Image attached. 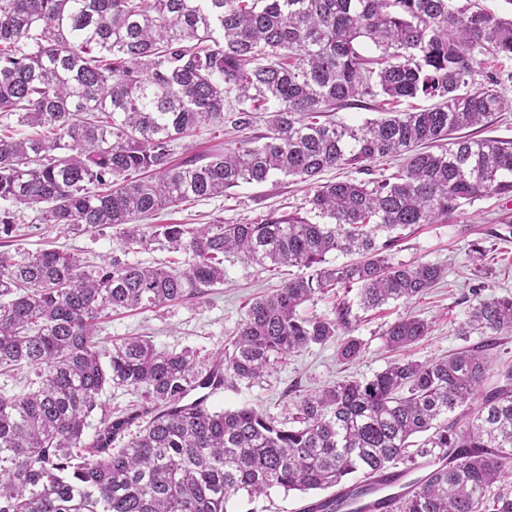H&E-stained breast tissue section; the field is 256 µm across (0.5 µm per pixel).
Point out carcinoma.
<instances>
[{
	"instance_id": "carcinoma-1",
	"label": "carcinoma",
	"mask_w": 512,
	"mask_h": 512,
	"mask_svg": "<svg viewBox=\"0 0 512 512\" xmlns=\"http://www.w3.org/2000/svg\"><path fill=\"white\" fill-rule=\"evenodd\" d=\"M479 55L512 59V18L458 0H0V374L34 372L28 391L0 393V512H227L240 492L349 483L358 496L393 469L420 473L395 512H512V370L488 384L512 296L485 297L481 284L461 326L481 344L324 386L283 421L207 405L313 344L339 338L340 359L358 358L355 309L412 300L445 274L394 261L399 231L512 195V141L453 136L512 107V71L467 90ZM366 97L435 104L361 125L330 118ZM257 112L261 136L175 161L174 142L246 130ZM384 157L402 159L397 172L357 178ZM338 167L356 176L318 182ZM277 175L309 185L318 221L141 223ZM24 210L65 231L111 228L125 255L158 242L185 260L93 265L52 245L10 250ZM330 253L349 261L331 265ZM226 256L311 273L255 299L209 364L142 336L113 341L102 361L112 313L197 300L224 282ZM336 288L334 317L300 314ZM430 330L410 314L383 339L399 350ZM108 387L143 403L110 410L99 402Z\"/></svg>"
}]
</instances>
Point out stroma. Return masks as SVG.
<instances>
[{"mask_svg": "<svg viewBox=\"0 0 512 512\" xmlns=\"http://www.w3.org/2000/svg\"><path fill=\"white\" fill-rule=\"evenodd\" d=\"M305 184L278 176L262 184H241L224 196L191 199L162 210L159 224H205L221 220L239 224L254 218L307 212ZM80 254L89 262L112 254L118 244L112 230H89L63 235L29 217L19 222L17 244L33 251L46 241ZM404 263H434L446 266L445 277L424 295L412 301H397L381 309L361 314L352 330L363 341L365 350L355 362H340L337 344L330 341L312 345L285 356L276 372L252 385L227 386L214 394L209 403L218 409L254 407L277 418L293 412L300 397L325 384L364 379L382 371L393 354L382 338L386 328L409 314L432 322L433 330L407 349L409 358L429 360L457 348L478 343L479 334L464 337L460 326L472 303L470 288L484 283V296L512 295V197H484L463 205L446 222L422 224L402 232L395 253ZM224 283L202 299L144 312L113 315L100 334L101 346L111 349L113 340L143 336L157 348L170 351L191 349L200 357L223 351L244 319L247 305L289 279L305 275L297 266L266 269L229 257L224 261ZM305 497L271 492L270 496L248 499L238 494L227 505L229 512H300Z\"/></svg>", "mask_w": 512, "mask_h": 512, "instance_id": "stroma-1", "label": "stroma"}]
</instances>
